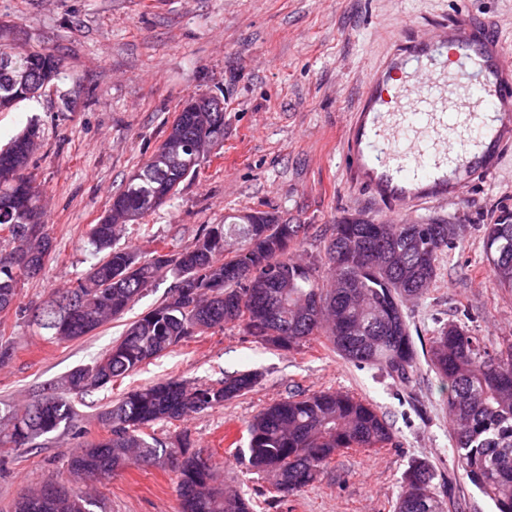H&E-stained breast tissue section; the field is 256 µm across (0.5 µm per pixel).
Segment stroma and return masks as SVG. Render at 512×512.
Returning <instances> with one entry per match:
<instances>
[{
  "instance_id": "obj_1",
  "label": "stroma",
  "mask_w": 512,
  "mask_h": 512,
  "mask_svg": "<svg viewBox=\"0 0 512 512\" xmlns=\"http://www.w3.org/2000/svg\"><path fill=\"white\" fill-rule=\"evenodd\" d=\"M463 10L490 22L512 56V0H0L13 49L43 48L63 68L42 96L0 111V148L29 124L40 128L29 171L53 239L45 270L19 290V310L0 313V340L14 347L0 368V410L17 406L92 364L125 328L174 285L158 280L122 319L81 339L48 340L30 325L33 308L67 286L98 257L86 234L110 198L148 158L188 97L224 102V145L211 152L175 197L127 224L121 244L148 252L194 244L204 228L261 206L306 227L300 256L322 254L332 224H388L391 207L349 178L344 132L367 74L390 49L395 29ZM512 211V149L497 172L473 180L457 199L410 210L408 221L464 225L445 251L436 283L405 312L416 344L455 323L492 350L512 344V289L500 287L484 255V227ZM260 372L252 391L183 421L151 426L168 443L188 434L193 451L215 463L225 487L251 495L256 512H394L402 477L416 459L437 472L456 512H494L491 500L453 465V438L439 376L419 359L406 380L357 366L314 338L300 350L264 347L233 325L179 344L138 371L76 401L80 432H53L36 447L0 448V512L21 490L61 479L68 456L100 440V411L129 389L171 378L216 383ZM349 392L391 425L384 448L346 450L315 483L278 505L265 501L268 477L247 472L235 455L247 426L289 394ZM93 512H181L175 475L130 465L96 484Z\"/></svg>"
}]
</instances>
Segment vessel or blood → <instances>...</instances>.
<instances>
[{
    "label": "vessel or blood",
    "instance_id": "obj_1",
    "mask_svg": "<svg viewBox=\"0 0 512 512\" xmlns=\"http://www.w3.org/2000/svg\"><path fill=\"white\" fill-rule=\"evenodd\" d=\"M437 31L410 26L392 41L346 129L354 184L408 210L458 197L512 145V62L500 36L463 11Z\"/></svg>",
    "mask_w": 512,
    "mask_h": 512
}]
</instances>
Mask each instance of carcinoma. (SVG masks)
I'll return each instance as SVG.
<instances>
[{
	"label": "carcinoma",
	"instance_id": "1",
	"mask_svg": "<svg viewBox=\"0 0 512 512\" xmlns=\"http://www.w3.org/2000/svg\"><path fill=\"white\" fill-rule=\"evenodd\" d=\"M0 110L28 98L12 85L16 73L29 84L49 85L62 58L43 50L14 53L0 43ZM187 99L153 153L112 195L102 219L91 225L88 243L103 257L68 287L33 311L40 329L57 341H72L112 323L156 281L176 278V299L126 324L112 347L92 364L71 370L62 385L85 394L112 385L143 364L209 330L233 323L254 341L293 350L312 336L325 338L344 360L375 366L407 378L418 359L405 303L422 297L439 275L443 252L461 241V224H334L323 256L301 259L291 253L306 225L280 215L264 224L244 217L203 230L195 243L173 253L163 247L144 255L116 245L124 225L170 201L194 175L203 158L194 144L224 141V113L193 111ZM39 127L28 126L0 149V230L12 243L0 250V313L17 303L20 284L33 278L14 265L17 252L42 270L53 242L39 206L42 189L27 172ZM485 256L495 259L498 283L512 288V213L504 210L485 226ZM267 287L254 299L251 283ZM447 391L446 409L454 438V463L486 495L496 512H512V346L491 352L479 338L450 323L436 329L426 350ZM261 374L243 371L217 384L172 379L126 392L100 415L109 436L68 458L79 493L45 503L43 487L28 489L14 512H91L97 480L137 464L176 473L182 512H254L252 499L216 483V466L191 469L189 442L167 446L147 439L143 429L157 421L183 420L252 390ZM71 403L49 387L22 407L0 411V447L32 448L36 439L76 428ZM241 463L272 478V502H281L317 481L338 453L384 448L393 441L386 419L372 406L342 391L293 394L260 411L248 425ZM436 473L425 460L404 472V491L395 512H448L435 492Z\"/></svg>",
	"mask_w": 512,
	"mask_h": 512
}]
</instances>
